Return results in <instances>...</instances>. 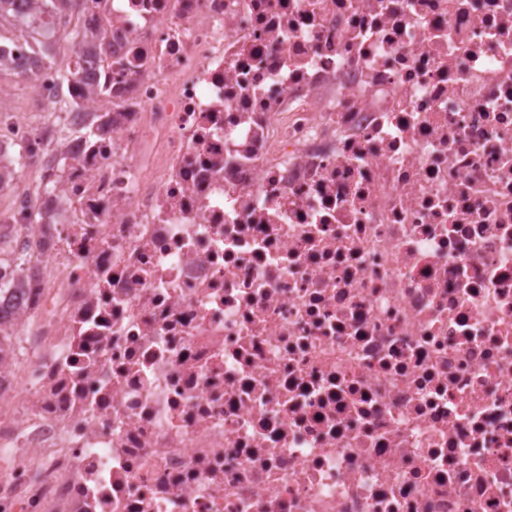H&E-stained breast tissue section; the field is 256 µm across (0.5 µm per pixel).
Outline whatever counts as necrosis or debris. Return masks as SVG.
<instances>
[{"mask_svg":"<svg viewBox=\"0 0 512 512\" xmlns=\"http://www.w3.org/2000/svg\"><path fill=\"white\" fill-rule=\"evenodd\" d=\"M7 52L54 193L0 291V512H512V0H86ZM103 88L106 96L91 99Z\"/></svg>","mask_w":512,"mask_h":512,"instance_id":"1","label":"necrosis or debris"}]
</instances>
